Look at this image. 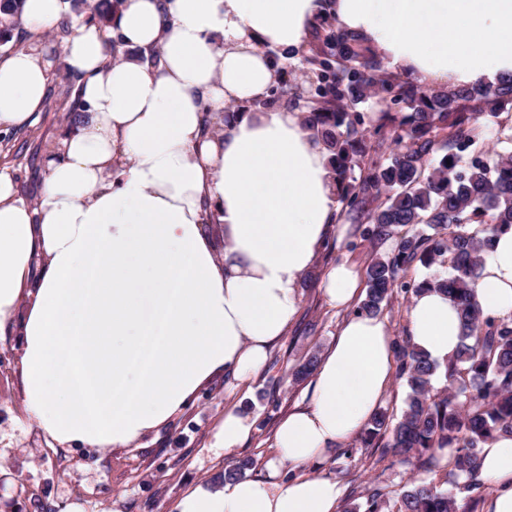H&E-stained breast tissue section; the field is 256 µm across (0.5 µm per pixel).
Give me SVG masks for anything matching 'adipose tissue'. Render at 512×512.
<instances>
[{
	"label": "adipose tissue",
	"mask_w": 512,
	"mask_h": 512,
	"mask_svg": "<svg viewBox=\"0 0 512 512\" xmlns=\"http://www.w3.org/2000/svg\"><path fill=\"white\" fill-rule=\"evenodd\" d=\"M325 10L420 83L512 74V0H121L112 32L127 55L109 60L93 25L70 37L64 63L86 116L47 160L37 205L0 175V336H22L25 410L53 439L129 447L204 385L259 371L295 321L299 282L338 213L329 154L287 107H224L268 96L265 46L299 49ZM48 73L29 53L0 62V128L38 111ZM476 291L512 319V231ZM409 321L431 358L456 352L446 295H416ZM393 369L384 322L348 319L307 404L275 430L280 462H321L360 432ZM480 456L497 487L487 512H512V437ZM340 499L319 476L242 478L195 488L177 512H337Z\"/></svg>",
	"instance_id": "1"
}]
</instances>
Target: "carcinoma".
I'll list each match as a JSON object with an SVG mask.
<instances>
[{
	"mask_svg": "<svg viewBox=\"0 0 512 512\" xmlns=\"http://www.w3.org/2000/svg\"><path fill=\"white\" fill-rule=\"evenodd\" d=\"M87 6L86 24L102 32L112 25L121 0H66ZM24 0H0V41L22 24ZM322 38L303 56L309 94L304 123L330 154V172L340 213L363 225L360 237L377 246L365 268L366 295L355 314L377 316L394 295L427 290L444 293L459 310L462 336L448 361L431 359L410 338L393 342L398 377L409 392L400 415L374 414L361 442L386 447L434 472L428 482L399 490L375 486L365 501L343 512H457L461 498L476 508L484 481L480 448L512 435V320L483 311L475 283L501 233L512 230V152L487 158L479 152L480 118L512 105V75L488 85L451 91L424 90L410 76L384 71L382 59L363 38L328 17ZM380 83V111H403L391 127L381 124L366 141L363 115L352 108ZM74 84L48 97L50 105L70 103L72 117L86 108L71 98ZM395 149L384 150L386 140ZM448 265V276L406 279L413 266ZM454 449L443 465L440 451ZM253 460L230 465L221 482L245 477ZM451 489L446 490L444 486Z\"/></svg>",
	"mask_w": 512,
	"mask_h": 512,
	"instance_id": "cac0c4a2",
	"label": "carcinoma"
}]
</instances>
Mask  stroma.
Returning <instances> with one entry per match:
<instances>
[{
	"label": "stroma",
	"instance_id": "obj_1",
	"mask_svg": "<svg viewBox=\"0 0 512 512\" xmlns=\"http://www.w3.org/2000/svg\"><path fill=\"white\" fill-rule=\"evenodd\" d=\"M67 127L62 112L40 108L30 123L0 130V173L11 177L15 196L34 203L41 195L43 171L50 153L61 150ZM308 277L299 285V315L286 336L270 346L267 363L243 381L218 379L194 394L169 424L130 447L91 448L61 444L26 416L19 358L22 339L0 337V512H33L41 501L51 512H176L191 490L209 484L229 464L254 459L248 477L276 474L273 435L288 412L305 406L307 381L292 373L311 353H323L334 341L352 307L330 306L323 294L327 271L339 263L364 272L373 253L349 219L337 222ZM245 410L253 419L250 436L237 448L215 445L226 410ZM349 454L337 452L302 467L305 475L323 476L342 490V502L374 485L400 487L425 479L423 470L402 462L392 451L348 442Z\"/></svg>",
	"mask_w": 512,
	"mask_h": 512
}]
</instances>
